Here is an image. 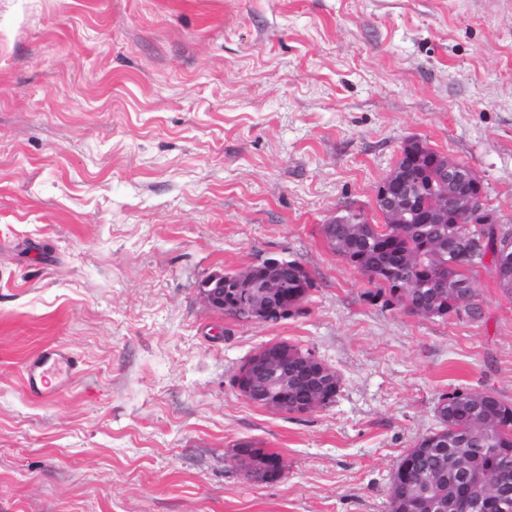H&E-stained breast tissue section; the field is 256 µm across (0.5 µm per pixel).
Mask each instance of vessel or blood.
I'll return each instance as SVG.
<instances>
[{"mask_svg":"<svg viewBox=\"0 0 512 512\" xmlns=\"http://www.w3.org/2000/svg\"><path fill=\"white\" fill-rule=\"evenodd\" d=\"M79 371V360L65 346H48L27 359L24 367L25 387L28 394L39 400H49L58 392L53 384L56 376H71Z\"/></svg>","mask_w":512,"mask_h":512,"instance_id":"obj_1","label":"vessel or blood"}]
</instances>
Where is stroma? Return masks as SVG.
<instances>
[{"label": "stroma", "mask_w": 512, "mask_h": 512, "mask_svg": "<svg viewBox=\"0 0 512 512\" xmlns=\"http://www.w3.org/2000/svg\"><path fill=\"white\" fill-rule=\"evenodd\" d=\"M469 166L512 227V0H0V512H390L442 397L512 403V297L481 318L365 297L328 245L373 224L405 140ZM314 281L299 312L240 321L211 275L268 258ZM285 341L340 379L296 415L234 386ZM79 374L30 397L26 360ZM277 453L247 477L239 445ZM78 372L79 360L68 347L48 346L27 359L25 387L31 397L46 401L53 398L61 387V384H52V379Z\"/></svg>", "instance_id": "1"}]
</instances>
